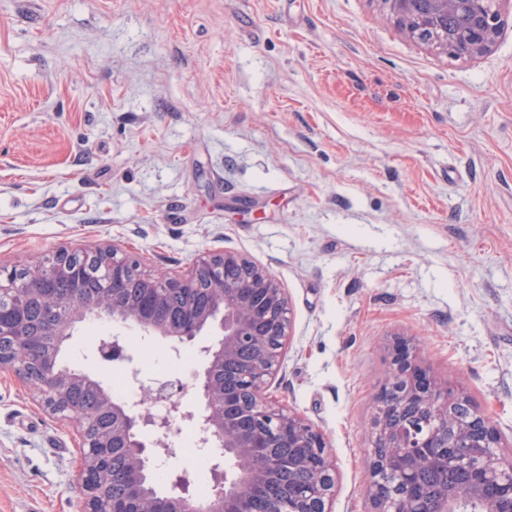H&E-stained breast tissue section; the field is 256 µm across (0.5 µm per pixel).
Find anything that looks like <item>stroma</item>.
Segmentation results:
<instances>
[{"label":"stroma","instance_id":"obj_1","mask_svg":"<svg viewBox=\"0 0 512 512\" xmlns=\"http://www.w3.org/2000/svg\"><path fill=\"white\" fill-rule=\"evenodd\" d=\"M493 48L408 38L382 0H0V264L108 244L144 270L236 251L285 288L268 392L319 429L331 512H371L368 423L394 337L512 452V0ZM144 386L197 404L173 354L93 317L61 360L112 385L99 333ZM164 470L211 484L168 435ZM79 433L0 368V512H79Z\"/></svg>","mask_w":512,"mask_h":512}]
</instances>
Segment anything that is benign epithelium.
Here are the masks:
<instances>
[{
    "label": "benign epithelium",
    "mask_w": 512,
    "mask_h": 512,
    "mask_svg": "<svg viewBox=\"0 0 512 512\" xmlns=\"http://www.w3.org/2000/svg\"><path fill=\"white\" fill-rule=\"evenodd\" d=\"M502 2L384 0L403 32L420 42L421 32L440 27L448 14L462 17L461 28L445 30L435 41L436 47L456 57L490 51L503 26ZM77 256L62 249L33 267L0 266V335L16 340L14 348L0 350V367L14 370L32 386L50 413L78 424L79 478L84 489L80 512H100L104 501L111 503L106 512H198L189 482L181 475L168 492L153 496L145 491L149 464L169 454L161 439L145 437L150 429H168V421L146 410L145 404L172 394L163 388L149 390L146 397L129 404L112 398L99 381L82 372H60L49 364L37 377L28 375L30 360L43 353V337L56 341L55 349L47 353L53 359L74 328L92 315L133 322L150 335L178 343L191 342L206 329L214 330L212 342L203 349L206 366L197 377L200 406L181 412V418L200 429L198 447L218 451L211 467L213 493L207 512H281L283 490L273 475L285 470L307 476L305 484L288 491V512H329L336 471L324 435L267 394V381L279 365L291 327L288 298L278 281L234 251L207 253L186 275H150L141 271L136 257L103 247L91 256L102 276L97 290L89 293L84 290L87 267ZM131 269L138 270L146 294L157 305L168 293L191 296L202 285L213 291L214 302L207 308L188 303L176 322L153 316L148 308H117L112 303L114 293ZM61 279L72 288L63 304L54 292ZM35 300L54 316L44 330L30 320ZM244 345L251 347L252 357L238 369V384L228 388L218 375L224 365L236 360ZM99 353L108 362L133 361L112 336L100 338ZM81 383L99 389L102 408L112 412L111 429L98 428L95 417L84 413L72 399V390ZM466 402V396L436 381L419 361L412 342L396 339L371 426L374 452L368 491L373 512H425L429 487L423 475L427 471L438 477L434 512H456L463 495L486 504L492 512H512V462L498 450L500 436L479 411L472 408L464 418L453 413L455 406ZM451 436L464 442L472 459L462 490L452 481L459 460ZM274 439L294 453L257 464L261 449L270 447ZM118 447L126 449L131 469L126 475V496L113 502L102 476Z\"/></svg>",
    "instance_id": "obj_1"
}]
</instances>
